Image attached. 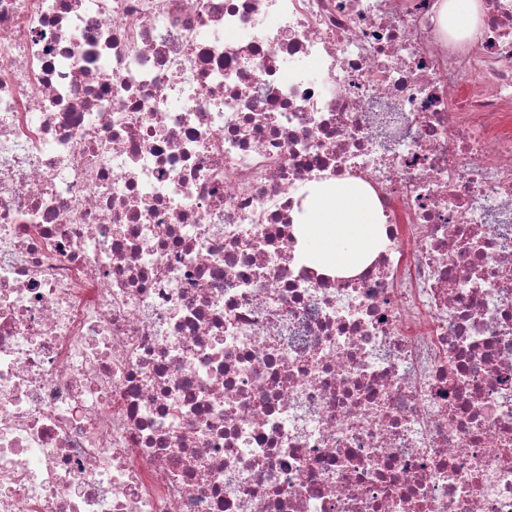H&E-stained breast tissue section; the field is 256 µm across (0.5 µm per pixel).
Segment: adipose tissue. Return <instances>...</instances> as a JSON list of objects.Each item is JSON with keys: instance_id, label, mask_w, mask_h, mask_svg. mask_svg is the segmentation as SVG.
Wrapping results in <instances>:
<instances>
[{"instance_id": "1", "label": "adipose tissue", "mask_w": 512, "mask_h": 512, "mask_svg": "<svg viewBox=\"0 0 512 512\" xmlns=\"http://www.w3.org/2000/svg\"><path fill=\"white\" fill-rule=\"evenodd\" d=\"M304 258L342 276L355 274L382 242L380 206L358 179H336L311 189L300 216Z\"/></svg>"}]
</instances>
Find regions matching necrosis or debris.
<instances>
[{
  "instance_id": "necrosis-or-debris-1",
  "label": "necrosis or debris",
  "mask_w": 512,
  "mask_h": 512,
  "mask_svg": "<svg viewBox=\"0 0 512 512\" xmlns=\"http://www.w3.org/2000/svg\"><path fill=\"white\" fill-rule=\"evenodd\" d=\"M441 3L0 0V512H512V0ZM450 15L454 25L467 32H472L479 20V4L477 0H445L442 18ZM298 227L304 259L336 275L355 274L382 242L378 199L359 179H336L312 188Z\"/></svg>"
}]
</instances>
